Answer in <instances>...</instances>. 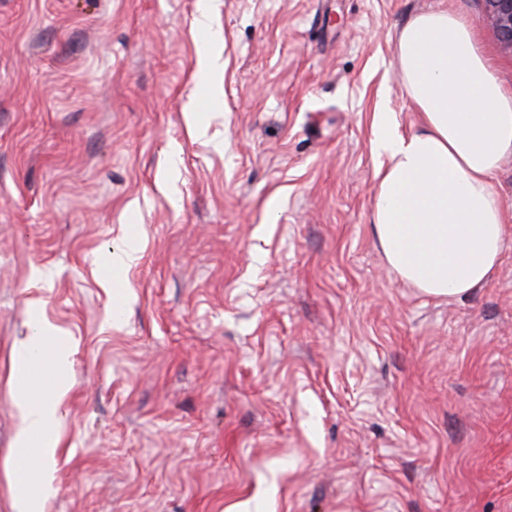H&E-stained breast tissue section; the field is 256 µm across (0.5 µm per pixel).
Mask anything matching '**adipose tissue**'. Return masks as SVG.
I'll return each mask as SVG.
<instances>
[{
	"label": "adipose tissue",
	"mask_w": 512,
	"mask_h": 512,
	"mask_svg": "<svg viewBox=\"0 0 512 512\" xmlns=\"http://www.w3.org/2000/svg\"><path fill=\"white\" fill-rule=\"evenodd\" d=\"M397 56L419 127L375 141L387 163L376 173L373 232L389 272L424 295L460 299L500 264L506 224L493 176L512 157V93L473 27L445 9L414 14L398 32ZM49 341L42 330L22 342L9 377L16 442L25 457L43 462L58 452L50 428L67 390L27 380L39 354L56 372L72 364L70 347Z\"/></svg>",
	"instance_id": "ef3b65f1"
}]
</instances>
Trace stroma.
Returning <instances> with one entry per match:
<instances>
[{"instance_id":"1","label":"stroma","mask_w":512,"mask_h":512,"mask_svg":"<svg viewBox=\"0 0 512 512\" xmlns=\"http://www.w3.org/2000/svg\"><path fill=\"white\" fill-rule=\"evenodd\" d=\"M433 8L512 91L483 0H0V512L42 325L73 352L45 512H512V159L469 297L372 231Z\"/></svg>"}]
</instances>
